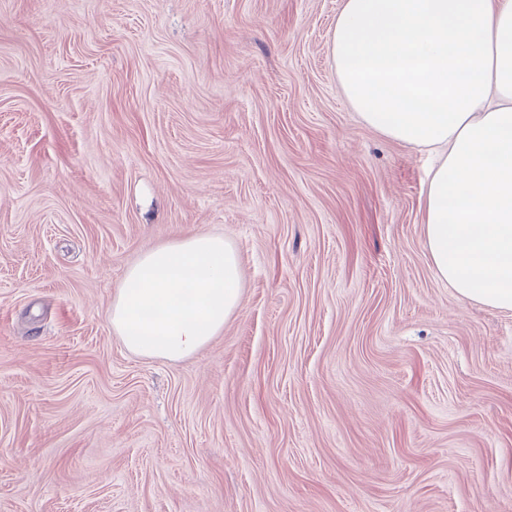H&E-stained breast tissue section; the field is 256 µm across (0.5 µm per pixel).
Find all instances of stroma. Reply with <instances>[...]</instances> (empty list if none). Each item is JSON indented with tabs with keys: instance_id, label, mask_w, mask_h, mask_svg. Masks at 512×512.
<instances>
[{
	"instance_id": "stroma-1",
	"label": "stroma",
	"mask_w": 512,
	"mask_h": 512,
	"mask_svg": "<svg viewBox=\"0 0 512 512\" xmlns=\"http://www.w3.org/2000/svg\"><path fill=\"white\" fill-rule=\"evenodd\" d=\"M342 2L0 0V512H512V312L436 276ZM194 233L241 305L137 356L124 272Z\"/></svg>"
}]
</instances>
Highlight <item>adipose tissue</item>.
I'll list each match as a JSON object with an SVG mask.
<instances>
[{"label":"adipose tissue","mask_w":512,"mask_h":512,"mask_svg":"<svg viewBox=\"0 0 512 512\" xmlns=\"http://www.w3.org/2000/svg\"><path fill=\"white\" fill-rule=\"evenodd\" d=\"M331 54L366 125L435 156L423 224L437 276L512 312V0H344ZM241 296L235 248L196 233L127 267L110 323L132 352L182 360Z\"/></svg>","instance_id":"obj_1"}]
</instances>
